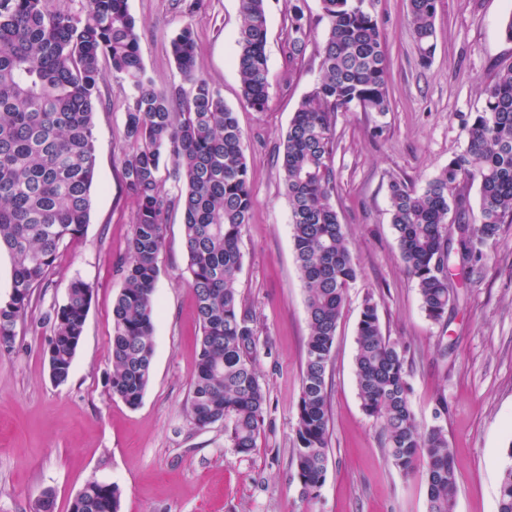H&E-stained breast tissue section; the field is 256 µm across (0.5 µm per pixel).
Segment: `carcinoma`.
<instances>
[{
  "instance_id": "obj_1",
  "label": "carcinoma",
  "mask_w": 512,
  "mask_h": 512,
  "mask_svg": "<svg viewBox=\"0 0 512 512\" xmlns=\"http://www.w3.org/2000/svg\"><path fill=\"white\" fill-rule=\"evenodd\" d=\"M234 64L241 99L256 112L269 99L265 0H238ZM441 0H408L407 21L422 61L435 50ZM324 35L319 78L302 98L278 154L291 212V239L306 294L309 334L292 463L303 493L318 495L330 447L326 381L347 288L360 267L340 223L336 123L341 112H387L388 58L366 0H319ZM288 67L304 60L312 32L305 0H288ZM183 82L158 88L146 75L128 0H0V251L12 260L11 291L0 300V351L14 347L32 292L46 285L60 248L90 219L97 155L94 117L107 75L125 90L121 160L135 220L124 260V287L112 305V396L138 406L154 354L159 261L169 212L183 211L188 286L200 348L186 416L205 428L224 423L230 447L247 455L264 430L268 395L256 370L259 340L235 283L253 195L236 112L221 89L196 72L191 23L171 38ZM484 107L467 127L466 149L417 190L389 185L401 262L421 308L439 321L455 300L448 262L471 273L512 220V62L485 85ZM166 171L177 194L165 188ZM478 184L479 216L469 219L466 188ZM92 286L76 277L48 317L50 377L67 381L84 333ZM355 375L364 413L380 428L392 465L427 485L428 512H454L456 466L444 426L420 424L410 404L405 350L385 336L366 297L356 330ZM120 488L89 480L70 512H119ZM498 512H512V467L499 487Z\"/></svg>"
}]
</instances>
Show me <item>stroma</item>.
I'll return each mask as SVG.
<instances>
[{
  "mask_svg": "<svg viewBox=\"0 0 512 512\" xmlns=\"http://www.w3.org/2000/svg\"><path fill=\"white\" fill-rule=\"evenodd\" d=\"M148 76L156 86L180 81L172 35L192 24L196 68L224 94L244 133L253 217L241 242L236 288L260 341L257 372L268 391L264 429L246 455L228 445L223 424L194 428L185 406L199 352L195 300L186 279L181 208L171 210L159 262L154 356L141 403L130 407L108 384L112 303L123 286L135 205L120 159L125 148L124 91L108 79L95 117L96 183L90 222L61 248L48 287L31 296L12 353L0 356V512H35L51 492L55 512H69L85 483H116L119 512H428L421 478L407 479L388 460L380 430L361 408L354 376L357 323L373 297L385 335L406 350L410 402L419 421L442 423L458 481L455 512H498V490L512 465V223L485 249L471 274L450 270L457 299L440 321L428 319L399 257L389 184L426 183L467 144L465 128L484 105L481 88L512 62L501 35L512 0H442L436 48L421 61L405 22L407 0H374L388 54L390 109L339 114L334 167L336 208L361 274L349 288L327 370L331 442L325 480L308 498L290 463L308 335L305 290L291 241L290 211L277 155L301 99L317 79L315 25L302 65L289 69L286 0H266L269 102L256 112L240 97L233 65L237 0H128ZM93 286L85 330L68 380L55 384L46 355L47 316L72 277Z\"/></svg>",
  "mask_w": 512,
  "mask_h": 512,
  "instance_id": "stroma-1",
  "label": "stroma"
}]
</instances>
